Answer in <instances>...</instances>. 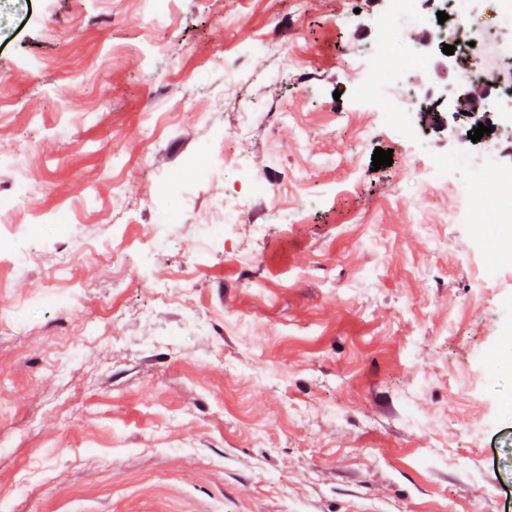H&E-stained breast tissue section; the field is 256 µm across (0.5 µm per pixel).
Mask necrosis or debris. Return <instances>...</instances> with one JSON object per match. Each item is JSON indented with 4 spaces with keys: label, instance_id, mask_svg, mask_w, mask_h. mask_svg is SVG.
Returning a JSON list of instances; mask_svg holds the SVG:
<instances>
[{
    "label": "necrosis or debris",
    "instance_id": "obj_1",
    "mask_svg": "<svg viewBox=\"0 0 512 512\" xmlns=\"http://www.w3.org/2000/svg\"><path fill=\"white\" fill-rule=\"evenodd\" d=\"M441 9L448 15L444 24H434L435 39L448 38L449 26L459 27L463 40L473 43L481 57L490 58L493 66L512 70V40L506 32L512 31V0H491L490 16H483L481 0H440ZM417 21L414 11L405 8L403 0H391L388 13L379 23V45L374 50H364V57L373 59L375 70L359 91L361 98H370L389 90L409 108H418L435 101L436 85H417L408 74L412 65L427 66L431 56L426 46L408 47L398 41L404 28ZM485 147L478 152L461 150L457 153L435 157L426 168H414L416 181H432L454 192L462 201L458 214L452 216L455 224H512V167L502 162V150L493 137H486ZM247 132H238L233 144L217 139L204 145L194 162L198 178H205L217 161L228 157H242L249 149ZM497 186L495 207L476 211L472 197L483 181ZM242 226V211L235 194H228L218 211L197 227L199 236L207 245L236 240Z\"/></svg>",
    "mask_w": 512,
    "mask_h": 512
}]
</instances>
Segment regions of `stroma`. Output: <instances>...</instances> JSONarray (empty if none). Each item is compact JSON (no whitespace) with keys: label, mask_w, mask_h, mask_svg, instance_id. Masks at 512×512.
<instances>
[{"label":"stroma","mask_w":512,"mask_h":512,"mask_svg":"<svg viewBox=\"0 0 512 512\" xmlns=\"http://www.w3.org/2000/svg\"><path fill=\"white\" fill-rule=\"evenodd\" d=\"M384 10L0 0V199L24 198L0 232L9 512H512V265L475 287L481 225L449 223L455 194L405 172L471 146L457 99L407 111L409 143L384 97L358 99ZM243 127L244 157L161 192L213 129ZM252 179L271 194L243 207L264 227L246 268L195 226ZM118 197L139 224L177 212L171 248L113 258ZM59 260L70 307L33 304Z\"/></svg>","instance_id":"obj_1"}]
</instances>
